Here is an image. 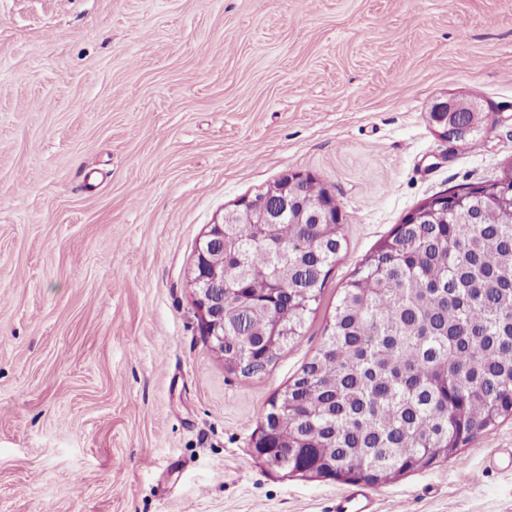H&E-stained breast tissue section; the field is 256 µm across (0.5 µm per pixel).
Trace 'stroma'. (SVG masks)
<instances>
[{
  "label": "stroma",
  "mask_w": 512,
  "mask_h": 512,
  "mask_svg": "<svg viewBox=\"0 0 512 512\" xmlns=\"http://www.w3.org/2000/svg\"><path fill=\"white\" fill-rule=\"evenodd\" d=\"M474 102L461 148L430 120ZM512 169V0H0V512H331L252 450L366 255ZM344 242L299 336L229 370L198 242L283 174ZM499 420L375 488L380 512H512Z\"/></svg>",
  "instance_id": "stroma-1"
}]
</instances>
